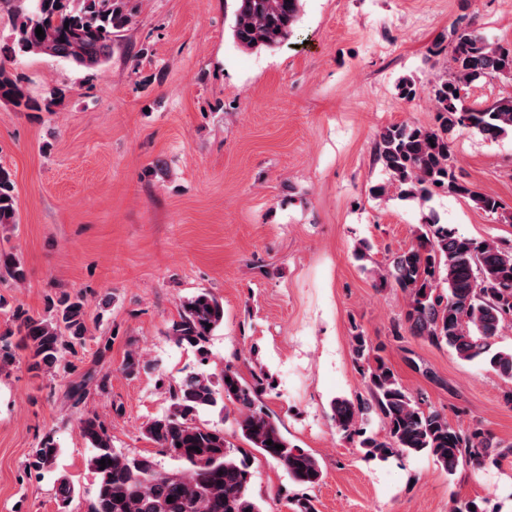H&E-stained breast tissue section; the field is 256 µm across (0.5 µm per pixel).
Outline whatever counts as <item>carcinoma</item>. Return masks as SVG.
Masks as SVG:
<instances>
[{"instance_id":"carcinoma-1","label":"carcinoma","mask_w":512,"mask_h":512,"mask_svg":"<svg viewBox=\"0 0 512 512\" xmlns=\"http://www.w3.org/2000/svg\"><path fill=\"white\" fill-rule=\"evenodd\" d=\"M14 2L11 44L0 46V101L20 112H51L60 99L54 94L41 99L30 96L7 70V59L32 53L80 67L101 66L111 56L115 33L133 16L130 0ZM301 10L302 0H237L232 36L245 50L274 49L291 34ZM38 26L44 31L42 39L35 33ZM451 37V73L431 86L439 126L392 123L378 133L377 157L404 199L426 200L447 193L509 221L512 217L498 198L474 190L458 177L448 134L467 129L496 140L512 133V96L483 108L464 106L461 96L464 86L481 77L512 75V42H491L483 32L467 26L453 29ZM17 210L12 174L0 166V225L16 223ZM0 270L16 282L26 278L24 264L12 251L0 249ZM378 279L379 285L391 282L406 295L404 315L390 324V334L397 339L417 336L435 347L454 349L463 360H473L488 353L492 341L512 328V244L461 238L439 223L434 213L424 217L409 247L391 254ZM12 318L18 322L29 366L35 371L59 368L64 354L83 343L88 333L82 299L67 293L42 314L18 307ZM223 324V304L200 291L183 299L179 318L170 322L166 336L178 346L194 348L204 362L207 344ZM351 341L365 392L353 399H334L331 420L339 431L358 437L364 458L386 461L403 454H426L452 474L461 465L479 468L489 459L497 462L512 456L511 444L494 441L478 426L468 431L453 426L422 396L403 386L363 331L355 330ZM487 362L512 381V350L498 351ZM149 367L141 353L130 350L122 372L136 376ZM222 377L230 381L219 388L204 372L169 384L170 406L146 425L147 439L181 463L172 472L160 469L152 457L129 456L113 448L112 436L96 414L79 418V431L91 450L87 463L97 478L89 512H262L250 491L249 466L233 456L234 445L224 429L196 421L199 412L225 398L235 406L237 433L249 447L280 464L298 484L320 481L318 461L292 446L257 404L267 377L256 375L249 383L230 363ZM371 412L384 425L382 438L363 427ZM268 440L272 444H266ZM277 444L282 449H276ZM58 454L59 448L47 437L33 451L28 467L49 470ZM102 459L112 464L103 468ZM74 493L68 480L57 482L59 512H67Z\"/></svg>"}]
</instances>
